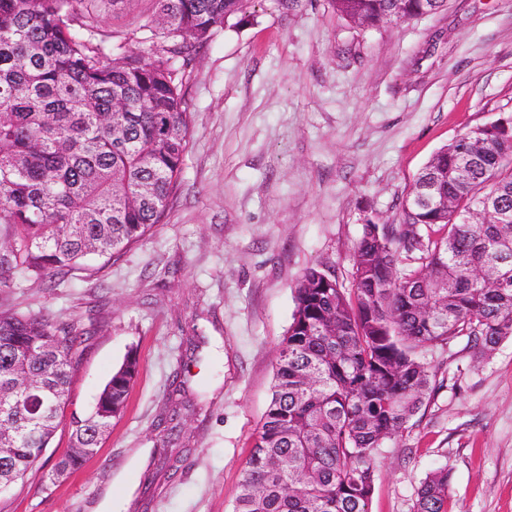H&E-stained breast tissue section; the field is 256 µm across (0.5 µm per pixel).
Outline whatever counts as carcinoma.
I'll list each match as a JSON object with an SVG mask.
<instances>
[{"label":"carcinoma","mask_w":512,"mask_h":512,"mask_svg":"<svg viewBox=\"0 0 512 512\" xmlns=\"http://www.w3.org/2000/svg\"><path fill=\"white\" fill-rule=\"evenodd\" d=\"M107 0H0V288L53 280L91 255L112 259L160 223L191 130L183 77L198 50L254 0H153L149 50L91 38ZM446 0H332L367 29ZM474 161L458 174L461 148ZM434 185L448 215L401 204L397 224H364L353 288L310 267L295 287L267 409L233 512H368L379 450L435 389L423 354L464 337L476 357L512 337V123L477 126L443 147L407 197ZM442 233L435 237L432 225ZM94 327L45 310L0 311V404L28 430L0 455L25 476L63 423ZM139 360L128 355L91 412L71 414L52 471H76L121 416ZM451 473L426 475L414 512H448Z\"/></svg>","instance_id":"1"}]
</instances>
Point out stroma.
<instances>
[{"label": "stroma", "instance_id": "stroma-1", "mask_svg": "<svg viewBox=\"0 0 512 512\" xmlns=\"http://www.w3.org/2000/svg\"><path fill=\"white\" fill-rule=\"evenodd\" d=\"M152 7L115 0L102 34L146 50ZM183 90L192 127L162 222L55 287L0 291L22 312L96 321L68 412H87L128 352L139 359L123 416L82 469L57 483L30 471L0 512H231L304 271L351 288L365 220L398 223L441 147L512 113V0H448L365 30L331 0H258L199 50ZM425 358L436 389L382 448L370 512H413L440 467L450 512H512V338L478 360L462 338ZM172 403L183 439L160 469L159 413Z\"/></svg>", "mask_w": 512, "mask_h": 512}]
</instances>
